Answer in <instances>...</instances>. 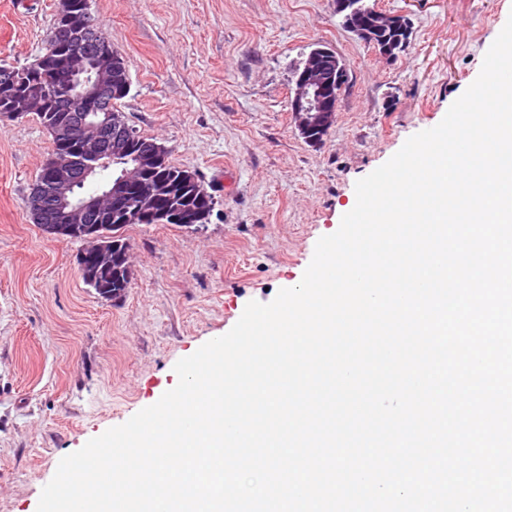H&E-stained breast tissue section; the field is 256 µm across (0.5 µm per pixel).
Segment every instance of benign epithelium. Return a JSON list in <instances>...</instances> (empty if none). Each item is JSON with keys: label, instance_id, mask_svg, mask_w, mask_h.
Masks as SVG:
<instances>
[{"label": "benign epithelium", "instance_id": "obj_1", "mask_svg": "<svg viewBox=\"0 0 512 512\" xmlns=\"http://www.w3.org/2000/svg\"><path fill=\"white\" fill-rule=\"evenodd\" d=\"M336 13L343 15L345 27L360 39L369 41L371 33L360 17L368 22L410 36L407 19L399 14L383 12L365 2L357 0H335ZM81 49L68 61L70 90L68 98L78 101L85 109L81 123L57 128L53 135L83 154L82 165H73L66 155H52L43 163V176L33 184L28 195L30 214L38 217L42 213L45 182H50L57 199L60 219L58 224H47L42 231L57 239L79 238L84 243L78 255V267L86 282L96 284L95 274L100 264L112 259L110 232L100 231L92 223L102 208L104 200L112 203V216L129 224L144 214L166 218L172 215L168 209H158V190L151 183L138 177L139 167L125 168L120 177L89 196H68V190L95 177L97 172L121 154L124 134H132L130 127H118L117 114L112 112L102 98L108 80L104 71L106 62L114 50L108 43L95 40L91 34L80 42ZM348 81V66L336 52L326 46L312 49L307 65L295 82L291 112L296 127L310 144H319L336 121L337 102ZM112 131V150L102 145V133Z\"/></svg>", "mask_w": 512, "mask_h": 512}]
</instances>
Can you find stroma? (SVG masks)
I'll list each match as a JSON object with an SVG mask.
<instances>
[{"label":"stroma","instance_id":"1","mask_svg":"<svg viewBox=\"0 0 512 512\" xmlns=\"http://www.w3.org/2000/svg\"><path fill=\"white\" fill-rule=\"evenodd\" d=\"M130 81L117 108L194 171L205 228L122 229L132 280H83L82 242L32 224L25 199L52 142L35 116L0 120V512H37L60 460L153 405L174 366L250 301L299 284L355 184L438 125L477 78L512 0H376L411 27L396 59L349 32L332 0H90ZM58 0H0V62L45 53ZM324 44L348 65L322 145L291 112L294 73Z\"/></svg>","mask_w":512,"mask_h":512}]
</instances>
